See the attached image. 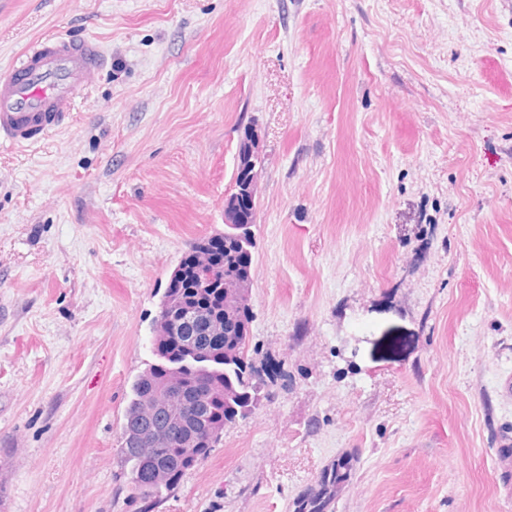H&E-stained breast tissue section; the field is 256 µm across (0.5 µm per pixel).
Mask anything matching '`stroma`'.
<instances>
[{
    "label": "stroma",
    "instance_id": "stroma-1",
    "mask_svg": "<svg viewBox=\"0 0 512 512\" xmlns=\"http://www.w3.org/2000/svg\"><path fill=\"white\" fill-rule=\"evenodd\" d=\"M108 62L0 144V512H140L120 453L181 257L260 139L249 323L280 363L152 512H512V0H0ZM350 461L341 459L328 471L323 474L320 479V488L313 492L306 499L307 506L311 512H324L325 508L335 498L336 487L347 479V471H349Z\"/></svg>",
    "mask_w": 512,
    "mask_h": 512
}]
</instances>
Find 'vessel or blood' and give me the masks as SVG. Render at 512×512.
I'll list each match as a JSON object with an SVG mask.
<instances>
[{
    "instance_id": "obj_1",
    "label": "vessel or blood",
    "mask_w": 512,
    "mask_h": 512,
    "mask_svg": "<svg viewBox=\"0 0 512 512\" xmlns=\"http://www.w3.org/2000/svg\"><path fill=\"white\" fill-rule=\"evenodd\" d=\"M105 62L91 38L42 36L0 77V144L30 146L68 125L91 73Z\"/></svg>"
}]
</instances>
